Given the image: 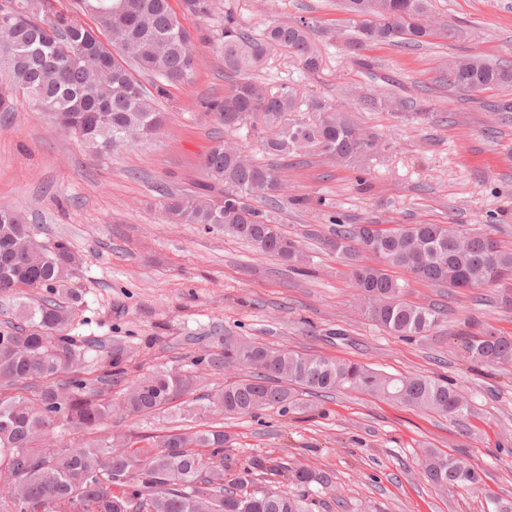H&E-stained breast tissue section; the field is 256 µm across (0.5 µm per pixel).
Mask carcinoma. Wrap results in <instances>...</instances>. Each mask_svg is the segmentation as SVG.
<instances>
[{"label":"carcinoma","mask_w":512,"mask_h":512,"mask_svg":"<svg viewBox=\"0 0 512 512\" xmlns=\"http://www.w3.org/2000/svg\"><path fill=\"white\" fill-rule=\"evenodd\" d=\"M204 20L217 15L221 0H182ZM75 10L55 11L53 0H0V45L13 55L0 61L10 88H0V112L14 111L19 94L49 113L65 132L92 151L105 154L157 134L165 113L155 99L192 80L195 40L215 41L224 67L239 75L224 97L202 103L232 129L258 118L267 159L258 161L218 142L204 155L210 183L224 187L216 199L184 194L168 197L165 210L182 224H220L224 234L250 242L261 254L278 255L294 266L307 263L296 241L271 217L278 205L281 160L316 151L336 164L358 169L379 148L376 135L360 128L346 111L316 97L307 101L313 119H288L300 110L297 91L276 93L253 76L271 51L285 49L308 72L321 58L310 41V22L285 20L254 37L224 12L215 38L195 37L180 22L170 0H74ZM355 16L348 50L355 62L372 68L361 51L375 46H420L448 37V25L431 16L429 0H343ZM87 16L94 21L83 22ZM147 77L145 86L137 75ZM448 85L468 92L512 86V66L478 54L453 56L445 64ZM326 246L348 267L364 316L402 338L422 336L439 322V311L403 299L402 285L389 273L403 268L423 282L449 288H489L512 279V250L486 234L459 231L450 224H398L378 231L372 224H336ZM77 263L64 241L42 244L23 215L0 208V294L24 288L58 290ZM25 320L0 328V387L22 393L0 395V467L10 486L0 495V512H312L305 489L330 486L332 478L303 466L277 471L254 459L239 469L226 464L231 438L220 428L172 433L130 450L124 436L106 434L79 447H42L57 425L80 432L112 417L106 390L112 372L92 383L77 376L85 352L63 335L72 307L61 299L22 303ZM468 357L484 366L512 364V337L485 329L464 338ZM198 363L214 372L244 368L248 374L208 395L209 406L226 416L251 415L276 407L296 412L310 397L340 389L383 396L404 405L457 420L477 414L469 397L448 383L417 375H394L366 364L306 355L247 338H226ZM192 371L154 372L130 384L122 407L131 414L162 409L194 382ZM419 465L429 483L447 484L484 496L495 512L512 503L485 488L481 471L466 460L427 448ZM278 472L281 485L259 478Z\"/></svg>","instance_id":"cac0c4a2"}]
</instances>
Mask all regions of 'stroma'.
<instances>
[{
  "label": "stroma",
  "instance_id": "obj_1",
  "mask_svg": "<svg viewBox=\"0 0 512 512\" xmlns=\"http://www.w3.org/2000/svg\"><path fill=\"white\" fill-rule=\"evenodd\" d=\"M225 3L256 36L284 19L312 22L318 72L276 50L256 77L270 91L287 84L300 99L315 96L349 109L382 138L363 173L315 152L288 158V193L275 216L307 254L305 269L259 254L220 228L177 223L164 210L167 195L208 192L201 164L214 143L262 154L251 127L225 129L201 106L223 96L233 78L211 44H199L193 80L170 88L161 101L167 121L159 135L105 157L58 132L25 100L0 112V206L21 212L39 242L66 240L78 256L66 282L79 296L68 333L85 342L86 379L109 368L120 375L108 394L113 431L136 448L142 438L174 428L223 427L235 463L264 458L330 474L329 488L311 487L313 512H493L481 495L428 483L419 456L436 448L465 459L482 470L491 491L512 501V366L477 364L461 344L462 336L486 328L512 336V280L455 291L393 269L407 300L447 307L429 335L408 342L363 315L345 266L323 241L338 220L450 223L489 233L512 249V112L497 109L512 102V87L460 92L442 73L454 54L512 65V0H432L458 35L420 47L368 49L376 62L369 71L342 41L321 34L344 19L339 0ZM364 95L425 102L433 115L413 124L354 105ZM224 336L444 380L464 391L482 417L459 422L350 390L294 413L270 408L227 419L206 411L208 394L242 377L239 369L198 370L194 388L168 410L130 415L120 409L133 380L190 368ZM116 348L122 356L115 363Z\"/></svg>",
  "mask_w": 512,
  "mask_h": 512
}]
</instances>
